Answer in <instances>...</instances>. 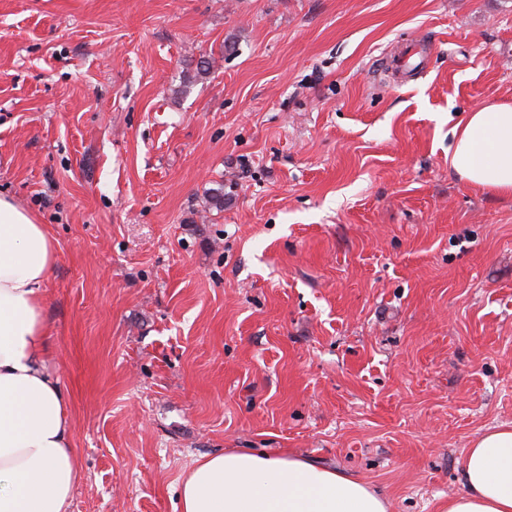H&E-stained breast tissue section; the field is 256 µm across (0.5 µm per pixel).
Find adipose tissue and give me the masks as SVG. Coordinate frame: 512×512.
<instances>
[{
    "label": "adipose tissue",
    "mask_w": 512,
    "mask_h": 512,
    "mask_svg": "<svg viewBox=\"0 0 512 512\" xmlns=\"http://www.w3.org/2000/svg\"><path fill=\"white\" fill-rule=\"evenodd\" d=\"M460 178L512 194V103L465 112L452 130ZM56 260L44 225L0 196V512H68L79 479L69 401L46 369L42 293ZM464 490L443 512H512V426L465 451ZM180 512H389L343 472L295 455L218 450L182 476Z\"/></svg>",
    "instance_id": "adipose-tissue-1"
}]
</instances>
